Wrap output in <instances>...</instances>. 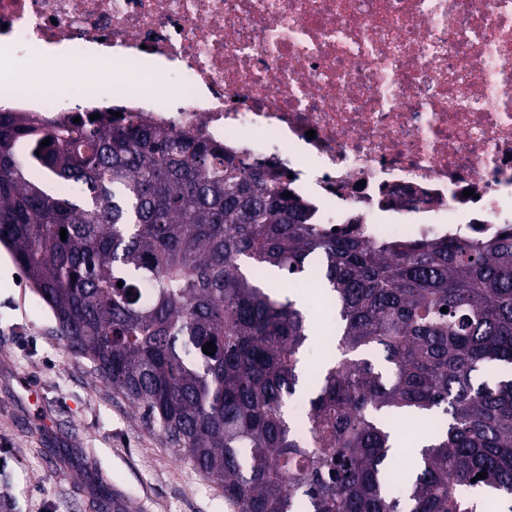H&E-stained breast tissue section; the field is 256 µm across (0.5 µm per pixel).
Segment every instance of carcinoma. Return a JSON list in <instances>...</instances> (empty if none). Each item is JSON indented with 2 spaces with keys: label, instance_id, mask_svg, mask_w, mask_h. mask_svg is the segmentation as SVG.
<instances>
[{
  "label": "carcinoma",
  "instance_id": "carcinoma-1",
  "mask_svg": "<svg viewBox=\"0 0 512 512\" xmlns=\"http://www.w3.org/2000/svg\"><path fill=\"white\" fill-rule=\"evenodd\" d=\"M286 191L133 112H0V243L67 348L232 512H484L485 489L512 512V379L476 381L512 365V235L372 244L310 223ZM313 259L340 325L311 374V324L271 277ZM429 415L396 494L390 419Z\"/></svg>",
  "mask_w": 512,
  "mask_h": 512
}]
</instances>
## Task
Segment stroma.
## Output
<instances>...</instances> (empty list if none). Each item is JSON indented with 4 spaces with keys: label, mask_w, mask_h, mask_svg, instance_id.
I'll return each mask as SVG.
<instances>
[{
    "label": "stroma",
    "mask_w": 512,
    "mask_h": 512,
    "mask_svg": "<svg viewBox=\"0 0 512 512\" xmlns=\"http://www.w3.org/2000/svg\"><path fill=\"white\" fill-rule=\"evenodd\" d=\"M279 286L312 322L303 363L318 369L331 322L307 290ZM0 512H229L223 490L65 348L1 246Z\"/></svg>",
    "instance_id": "stroma-1"
}]
</instances>
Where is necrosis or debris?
Segmentation results:
<instances>
[{
    "label": "necrosis or debris",
    "mask_w": 512,
    "mask_h": 512,
    "mask_svg": "<svg viewBox=\"0 0 512 512\" xmlns=\"http://www.w3.org/2000/svg\"><path fill=\"white\" fill-rule=\"evenodd\" d=\"M2 46L46 67L0 108L140 113L287 174L329 230L490 239L512 213V0H0Z\"/></svg>",
    "instance_id": "1"
}]
</instances>
